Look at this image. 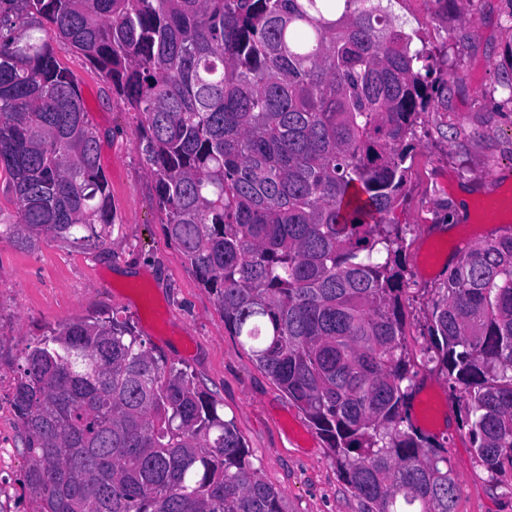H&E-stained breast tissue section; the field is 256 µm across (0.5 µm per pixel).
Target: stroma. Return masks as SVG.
<instances>
[{
  "label": "stroma",
  "instance_id": "1",
  "mask_svg": "<svg viewBox=\"0 0 512 512\" xmlns=\"http://www.w3.org/2000/svg\"><path fill=\"white\" fill-rule=\"evenodd\" d=\"M431 0H401L399 16L417 18L420 34L448 50L447 101L422 113L409 161L406 200L397 211L404 231V344L419 362L428 343L431 302L456 259L477 243L512 233V214H489L490 194L512 185V94L496 82L495 65L512 43V0H457L447 19ZM80 82L90 122L101 135L100 162L112 192L115 226L105 248L80 251L54 240L28 252L0 240V368L16 372L21 353L62 322L116 316L128 320L167 364L213 391L233 421L262 478L279 493L284 512H362L341 482L329 450L298 408L256 365L240 338L224 327L214 296L201 288L181 249L164 234L154 183L137 149L134 113L125 111L99 71L69 47H54ZM470 187L469 214L454 220L459 187ZM448 232H439L441 224ZM435 395L447 422L429 429L443 443L459 481L455 512H512V491L478 465L458 427L448 384L421 366L411 400ZM4 453L0 505L27 512L20 478L28 463Z\"/></svg>",
  "mask_w": 512,
  "mask_h": 512
}]
</instances>
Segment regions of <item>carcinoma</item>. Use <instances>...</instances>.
<instances>
[{"mask_svg":"<svg viewBox=\"0 0 512 512\" xmlns=\"http://www.w3.org/2000/svg\"><path fill=\"white\" fill-rule=\"evenodd\" d=\"M394 0H0V169L18 221L0 239L101 248L114 226L100 135L50 37L124 109L165 234L224 328L325 440L363 512H455L459 483L409 409L403 228L420 115L448 60ZM367 198H362V195ZM425 363L512 490V234L438 288ZM12 402L33 512H282L211 391L116 317L49 331Z\"/></svg>","mask_w":512,"mask_h":512,"instance_id":"cac0c4a2","label":"carcinoma"}]
</instances>
